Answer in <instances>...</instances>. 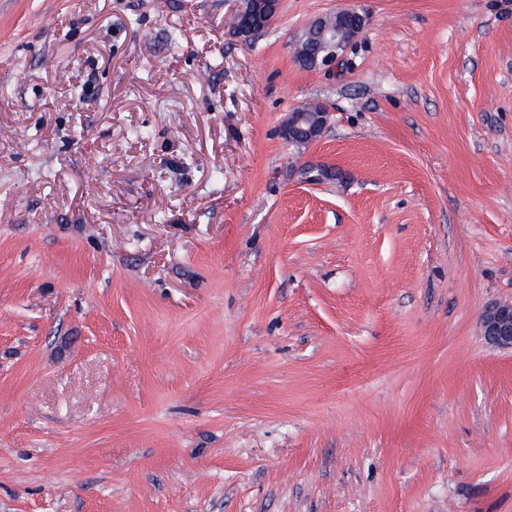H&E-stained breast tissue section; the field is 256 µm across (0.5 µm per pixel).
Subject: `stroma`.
<instances>
[{"mask_svg":"<svg viewBox=\"0 0 512 512\" xmlns=\"http://www.w3.org/2000/svg\"><path fill=\"white\" fill-rule=\"evenodd\" d=\"M240 5L0 0V512H512V0ZM261 1H273L271 4H262ZM280 0H246L243 7L236 14V29L240 38L251 39L256 33L264 30L265 27L252 29L246 22L245 18L258 14L262 9L270 12L269 18L275 17ZM363 25V17L351 8H342L332 16L315 19L298 47V62L308 68L333 69L347 44L361 32ZM306 39L309 47L304 49ZM330 119L331 114L325 107L316 111L297 109L288 113L281 133L290 143H310L321 137ZM478 329L489 349L512 351V301L486 305L479 317Z\"/></svg>","mask_w":512,"mask_h":512,"instance_id":"stroma-1","label":"stroma"}]
</instances>
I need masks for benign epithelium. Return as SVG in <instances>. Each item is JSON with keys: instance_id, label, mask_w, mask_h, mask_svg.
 I'll return each mask as SVG.
<instances>
[{"instance_id": "7a95c632", "label": "benign epithelium", "mask_w": 512, "mask_h": 512, "mask_svg": "<svg viewBox=\"0 0 512 512\" xmlns=\"http://www.w3.org/2000/svg\"><path fill=\"white\" fill-rule=\"evenodd\" d=\"M279 4L280 0H273L268 5L261 0H245L236 14L239 37L246 40L258 33L245 22V18L263 9L269 11V17L273 18ZM363 25V17L351 8H342L332 16L315 19L305 35L309 47H298V62L308 68L333 69L347 44L361 32ZM330 119L331 112L325 107L316 111L297 109L288 113L281 133L290 143H310L321 137ZM478 329L489 349L512 351V301H494L486 305L479 317Z\"/></svg>"}]
</instances>
